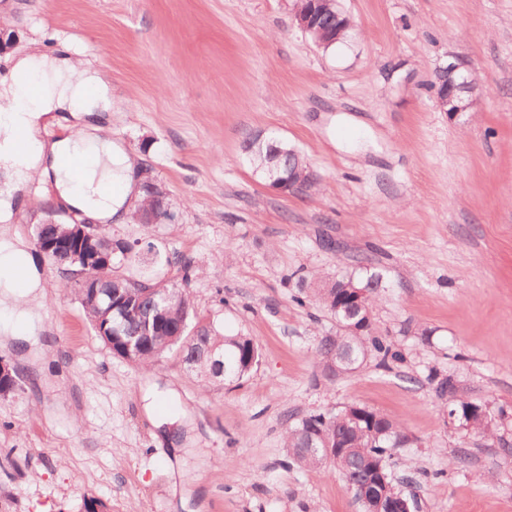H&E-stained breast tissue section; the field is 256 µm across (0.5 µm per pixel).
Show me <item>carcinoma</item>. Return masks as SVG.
<instances>
[{
  "instance_id": "cac0c4a2",
  "label": "carcinoma",
  "mask_w": 512,
  "mask_h": 512,
  "mask_svg": "<svg viewBox=\"0 0 512 512\" xmlns=\"http://www.w3.org/2000/svg\"><path fill=\"white\" fill-rule=\"evenodd\" d=\"M280 140L270 136L254 146L248 159L257 171L269 176L273 173L285 175L294 167L297 158L289 153H279ZM180 280L168 285L170 302L164 313L156 316L148 312L145 289L154 280L123 278L114 288L115 297L126 309L127 319L119 335L98 336L104 344L121 347V338L139 336L142 344L130 355L128 363L143 370L152 369L166 353L175 350L181 361L204 381L214 378L228 384L241 385L249 377L260 358L257 342L242 333L226 335L214 323L205 322L197 316L188 283L195 275L190 261H175ZM352 281L365 288L367 296L361 310L344 312L336 310L337 298L342 292L341 283ZM383 287L382 276L376 272L338 279L331 285L314 289L313 297L336 318V335L323 337L316 348L324 363L333 360L341 363L345 373L357 370L370 353L380 356L381 363L396 360L399 354L390 344L372 331V312L376 297ZM80 305L93 329L98 331L107 322V307L101 297L83 289H75ZM356 324L362 331L355 335L344 333L342 326ZM478 404L471 401L458 403L457 411L470 423V430L485 436L491 433L485 420L474 412ZM342 439L350 445V451L331 460L322 452L312 448ZM409 442L403 428L386 415L357 403L332 412H313L286 428L285 447L292 463L300 467L337 468L351 491L373 481L378 482V491L384 498L393 500L403 493L392 483L388 470L391 450L401 448Z\"/></svg>"
}]
</instances>
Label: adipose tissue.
Masks as SVG:
<instances>
[{
  "label": "adipose tissue",
  "mask_w": 512,
  "mask_h": 512,
  "mask_svg": "<svg viewBox=\"0 0 512 512\" xmlns=\"http://www.w3.org/2000/svg\"><path fill=\"white\" fill-rule=\"evenodd\" d=\"M111 109L112 90L98 70L64 55L19 56L8 77L0 80V169L18 179L36 174L53 180L59 197L92 219L120 218L135 186L134 162L121 146L108 139H85L96 162L79 181L61 164L62 157L75 149V139L49 144L35 140L26 151L17 148L19 131L36 130L50 113L66 112L79 121ZM110 182L121 185L119 194L102 192V185ZM18 269L25 272L20 286L13 278ZM42 292L27 245L9 232H0V308L12 316L11 332L32 333L34 308Z\"/></svg>",
  "instance_id": "obj_1"
}]
</instances>
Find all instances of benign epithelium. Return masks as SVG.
<instances>
[{
  "label": "benign epithelium",
  "mask_w": 512,
  "mask_h": 512,
  "mask_svg": "<svg viewBox=\"0 0 512 512\" xmlns=\"http://www.w3.org/2000/svg\"><path fill=\"white\" fill-rule=\"evenodd\" d=\"M336 5V0H304V6L294 9V19L297 26L304 32L320 38L318 28L319 16L327 9ZM464 63L453 62L441 69L444 74L442 85L436 89V95L440 108L450 114H457L465 111L470 106L467 98L473 87L469 80L462 77ZM316 184V175L311 166L307 163L299 165L292 173L288 174V180L279 177H271L270 187L278 192L288 191L305 192ZM142 189L148 192L145 200L138 206L137 215L142 224L157 223L156 209L152 207L154 202H166V193L155 183L146 181ZM60 222L49 216L37 225L41 230L35 242L37 251L47 258H53L58 264L63 265L68 261L79 263V266L68 268V274L73 281L81 287L89 289L94 295L111 286L113 276L95 277L91 275L93 268H111L110 260L112 255L119 251V247L125 246L112 239H99L93 232V226L85 221L71 219L69 235L61 240L43 232L45 227H57Z\"/></svg>",
  "instance_id": "7a95c632"
}]
</instances>
